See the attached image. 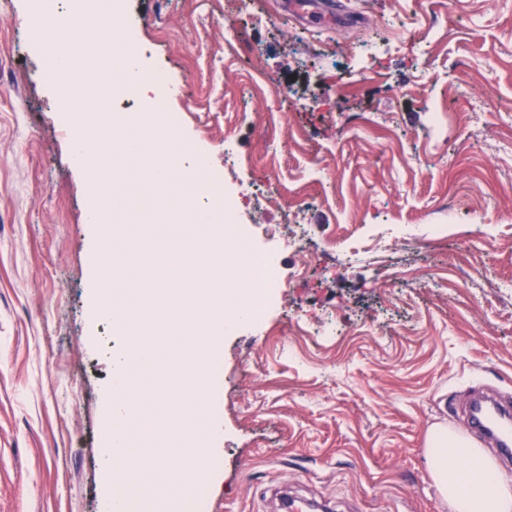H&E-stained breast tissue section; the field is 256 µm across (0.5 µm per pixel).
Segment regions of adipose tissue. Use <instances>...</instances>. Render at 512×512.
Instances as JSON below:
<instances>
[{
	"instance_id": "adipose-tissue-1",
	"label": "adipose tissue",
	"mask_w": 512,
	"mask_h": 512,
	"mask_svg": "<svg viewBox=\"0 0 512 512\" xmlns=\"http://www.w3.org/2000/svg\"><path fill=\"white\" fill-rule=\"evenodd\" d=\"M428 474L453 512H512V485L482 449L442 426L427 437Z\"/></svg>"
}]
</instances>
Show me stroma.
<instances>
[{
  "mask_svg": "<svg viewBox=\"0 0 512 512\" xmlns=\"http://www.w3.org/2000/svg\"><path fill=\"white\" fill-rule=\"evenodd\" d=\"M123 5L281 282L217 341L202 512H281L277 487L453 512L427 433H463L471 388L512 394V0H345L322 29L289 0ZM29 28L0 0V512H99L100 405L130 343L89 317L88 179ZM141 180L131 161L113 188L170 233Z\"/></svg>",
  "mask_w": 512,
  "mask_h": 512,
  "instance_id": "1",
  "label": "stroma"
}]
</instances>
